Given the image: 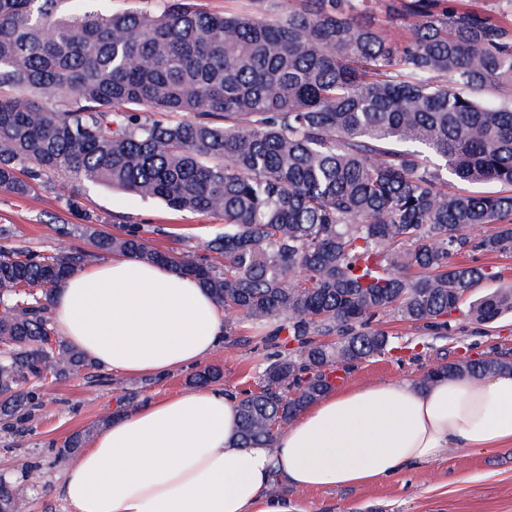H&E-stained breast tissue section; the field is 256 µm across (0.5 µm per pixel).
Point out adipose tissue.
<instances>
[{
    "instance_id": "adipose-tissue-1",
    "label": "adipose tissue",
    "mask_w": 512,
    "mask_h": 512,
    "mask_svg": "<svg viewBox=\"0 0 512 512\" xmlns=\"http://www.w3.org/2000/svg\"><path fill=\"white\" fill-rule=\"evenodd\" d=\"M53 324L101 368L164 377L217 350L224 310L194 278L115 254L59 286ZM238 429V400L219 387L147 401L66 469L64 499L71 512H295L272 479L298 491L371 486L451 448L512 444V371L331 390L270 448L241 447Z\"/></svg>"
}]
</instances>
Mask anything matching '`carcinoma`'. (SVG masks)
<instances>
[{
  "mask_svg": "<svg viewBox=\"0 0 512 512\" xmlns=\"http://www.w3.org/2000/svg\"><path fill=\"white\" fill-rule=\"evenodd\" d=\"M158 10L63 15L59 0H0V190L66 197L92 183L224 216L194 250H158L140 224H61L52 253L0 247V422L18 431L41 381L93 364L51 339L57 285L94 254L127 253L195 278L231 317L265 327L239 442L272 446L332 387L326 371L392 350L383 319L445 336L455 314L491 323L512 287L468 302L497 273L462 252L512 254V10L479 0H249L217 15ZM153 112H165L157 121ZM494 182L493 193L452 182ZM485 224L490 233H479ZM512 369L491 357L446 373ZM207 366L189 384L220 380ZM76 433L59 448L84 447ZM0 481V512L39 483Z\"/></svg>",
  "mask_w": 512,
  "mask_h": 512,
  "instance_id": "1",
  "label": "carcinoma"
}]
</instances>
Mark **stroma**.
<instances>
[{
  "mask_svg": "<svg viewBox=\"0 0 512 512\" xmlns=\"http://www.w3.org/2000/svg\"><path fill=\"white\" fill-rule=\"evenodd\" d=\"M76 194L82 209L78 217L70 214L59 194L41 189L23 196L0 191V224L13 229L10 245L49 253L58 245L59 224H97L112 233L122 224H140L151 230L166 227V234L152 235V246L187 252L198 238L224 227L223 216L177 212L162 201L103 185H81ZM234 327V339L223 341L209 362L222 370L221 387L237 394L254 387L266 350L250 322L239 320ZM385 328L396 334V350L343 370L342 386L416 382L443 363L512 357L510 315L489 324L460 317L444 337L394 318ZM192 375L186 369L163 379L131 378L96 368L88 378L47 379L43 405L21 432L0 430V474L17 477L33 464L42 473L19 512H68L61 483L71 461L58 458L59 444L115 411L119 395L135 394L141 404L187 390ZM288 497L300 512H512V446L490 452L452 450L371 487L292 490Z\"/></svg>",
  "mask_w": 512,
  "mask_h": 512,
  "instance_id": "stroma-1",
  "label": "stroma"
}]
</instances>
